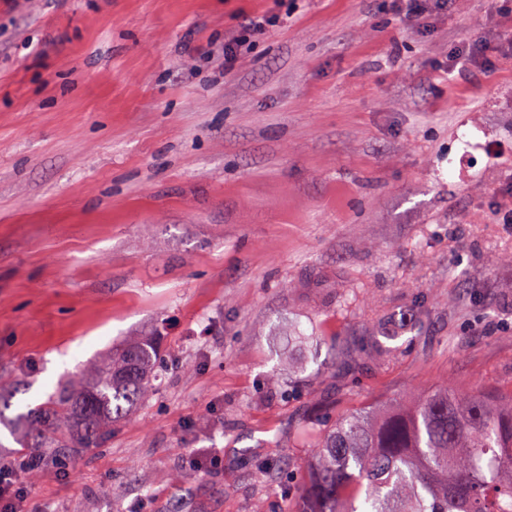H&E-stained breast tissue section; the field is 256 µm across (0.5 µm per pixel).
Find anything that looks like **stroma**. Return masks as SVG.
Wrapping results in <instances>:
<instances>
[{
  "mask_svg": "<svg viewBox=\"0 0 512 512\" xmlns=\"http://www.w3.org/2000/svg\"><path fill=\"white\" fill-rule=\"evenodd\" d=\"M509 32L512 0H0V455L126 338L166 359L37 512H285L256 466L301 470L325 404L512 386V53L444 72ZM402 15L412 24L421 25L432 14L447 11L453 0H396ZM493 52V48L484 44L479 47L469 48L467 55H461L452 60V63L447 66V72L452 73L460 65L459 70H464L471 67H477L478 63H487L490 60V53Z\"/></svg>",
  "mask_w": 512,
  "mask_h": 512,
  "instance_id": "stroma-1",
  "label": "stroma"
}]
</instances>
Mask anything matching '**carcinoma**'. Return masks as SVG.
<instances>
[{"mask_svg": "<svg viewBox=\"0 0 512 512\" xmlns=\"http://www.w3.org/2000/svg\"><path fill=\"white\" fill-rule=\"evenodd\" d=\"M164 362L157 342L137 336L62 386L29 418L41 465L63 448L100 445ZM299 428L310 456L288 512H512V388L442 387L411 405L370 404Z\"/></svg>", "mask_w": 512, "mask_h": 512, "instance_id": "carcinoma-1", "label": "carcinoma"}]
</instances>
